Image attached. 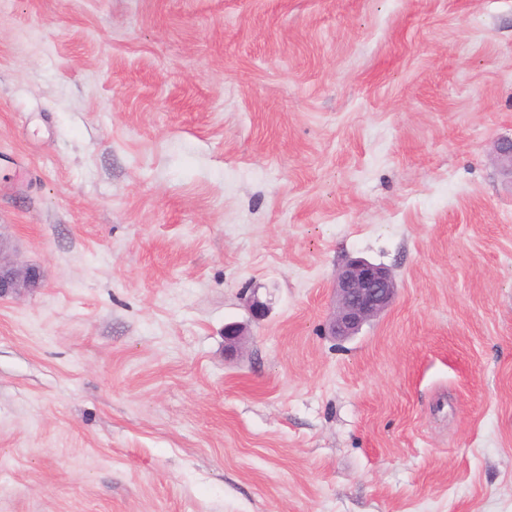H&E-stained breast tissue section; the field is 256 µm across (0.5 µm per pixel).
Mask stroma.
<instances>
[{
    "label": "stroma",
    "instance_id": "stroma-1",
    "mask_svg": "<svg viewBox=\"0 0 512 512\" xmlns=\"http://www.w3.org/2000/svg\"><path fill=\"white\" fill-rule=\"evenodd\" d=\"M510 137L512 0H0V512H512ZM41 270L14 260L8 244L0 237V298L19 296L40 288ZM397 288L389 268L364 258L350 260L336 272L328 334L339 339L357 335L391 307Z\"/></svg>",
    "mask_w": 512,
    "mask_h": 512
}]
</instances>
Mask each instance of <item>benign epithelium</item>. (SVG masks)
Returning <instances> with one entry per match:
<instances>
[{"label": "benign epithelium", "mask_w": 512, "mask_h": 512, "mask_svg": "<svg viewBox=\"0 0 512 512\" xmlns=\"http://www.w3.org/2000/svg\"><path fill=\"white\" fill-rule=\"evenodd\" d=\"M503 172L512 177V138L501 140L496 148ZM41 270L33 265L14 260L8 244L0 238V298L19 296L41 287ZM393 272L364 258L347 262L336 272L334 282V310L327 323L328 334L339 339L357 335L363 326L385 313L397 293ZM248 308L255 319L267 313L269 305L253 289L247 298ZM245 336V327L229 323L224 327L226 351L236 353Z\"/></svg>", "instance_id": "1"}]
</instances>
